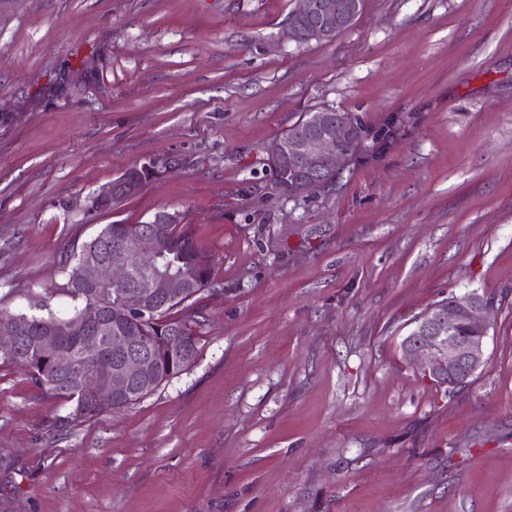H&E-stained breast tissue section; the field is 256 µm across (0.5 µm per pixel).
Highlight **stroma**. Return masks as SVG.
<instances>
[{"instance_id":"stroma-1","label":"stroma","mask_w":512,"mask_h":512,"mask_svg":"<svg viewBox=\"0 0 512 512\" xmlns=\"http://www.w3.org/2000/svg\"><path fill=\"white\" fill-rule=\"evenodd\" d=\"M296 5L0 0V309L68 314L61 258L162 210L223 286L194 366L65 434L0 368V512H512V0H366L308 44ZM320 108L369 137L293 201L267 159ZM472 289L485 363L448 393L400 343ZM165 161H168V159H163V158L162 159H153V160L148 161V163H145L141 166H136V167L128 169L120 177H118L117 179H115L113 181V182H115L114 184H112L113 183L112 182L111 184L103 187L99 191L97 196L95 193L93 194V196L90 198L89 211H108V210L112 209V206L104 208V209L99 208V206L95 203V196H96V200H98L100 204H103L104 206H108L111 202H112V204H116L120 200L128 198V197L136 194L140 189L134 193H129L126 195H121L119 197L112 198V194H114L118 190H121V191L135 190V189H138L141 187V185L139 183H137V181H135V180L131 181L130 179H127L125 181V180H121V179L126 178V177L136 179L138 181H141L142 186H143L144 184H146L147 182H149L150 180H152L153 178H155L156 176H158L161 173L162 167H163V164L165 163ZM170 168H172V166L170 164H167L162 172H164ZM119 180H121V181H119ZM117 181H119V182H117Z\"/></svg>"}]
</instances>
